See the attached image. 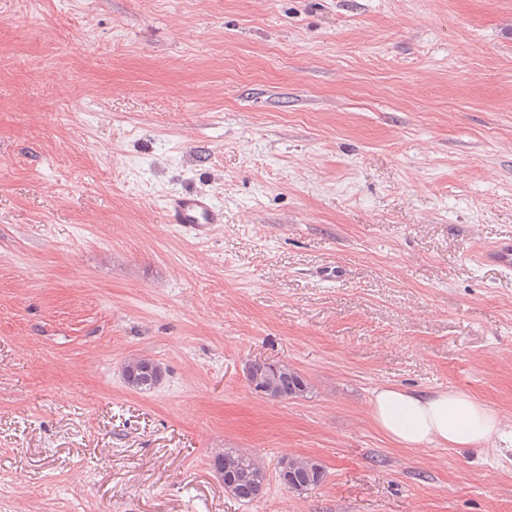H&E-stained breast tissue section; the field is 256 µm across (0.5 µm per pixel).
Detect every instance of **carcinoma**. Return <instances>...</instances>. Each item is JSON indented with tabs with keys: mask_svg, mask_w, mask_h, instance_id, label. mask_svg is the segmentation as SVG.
I'll use <instances>...</instances> for the list:
<instances>
[{
	"mask_svg": "<svg viewBox=\"0 0 512 512\" xmlns=\"http://www.w3.org/2000/svg\"><path fill=\"white\" fill-rule=\"evenodd\" d=\"M122 372L126 385L143 393L162 384L166 369L145 355H135L124 361ZM246 379L253 391L273 399L303 398L311 391L307 378L286 362H254ZM212 468L224 482V490L237 500L250 503L262 497L267 472L257 456L226 448L213 455ZM326 477L325 467L309 456L289 457L278 470L280 483L299 494L321 487Z\"/></svg>",
	"mask_w": 512,
	"mask_h": 512,
	"instance_id": "carcinoma-1",
	"label": "carcinoma"
}]
</instances>
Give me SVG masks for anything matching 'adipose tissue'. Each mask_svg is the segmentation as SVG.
Listing matches in <instances>:
<instances>
[{
  "label": "adipose tissue",
  "mask_w": 512,
  "mask_h": 512,
  "mask_svg": "<svg viewBox=\"0 0 512 512\" xmlns=\"http://www.w3.org/2000/svg\"><path fill=\"white\" fill-rule=\"evenodd\" d=\"M377 428L407 448L437 445L462 448L498 435L501 423L482 402L460 391L409 393L382 385L371 398Z\"/></svg>",
  "instance_id": "obj_1"
}]
</instances>
